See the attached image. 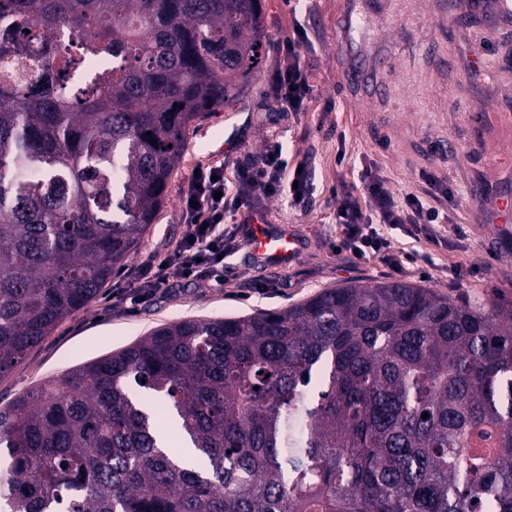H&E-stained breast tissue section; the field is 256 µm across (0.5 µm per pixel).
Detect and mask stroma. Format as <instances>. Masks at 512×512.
I'll use <instances>...</instances> for the list:
<instances>
[{"label":"stroma","instance_id":"obj_1","mask_svg":"<svg viewBox=\"0 0 512 512\" xmlns=\"http://www.w3.org/2000/svg\"><path fill=\"white\" fill-rule=\"evenodd\" d=\"M345 0H261L266 44L262 69L238 100L191 126L188 148L172 175L168 198L133 258L89 306L63 320L8 374L0 376V407L45 380L120 350L155 327L186 319L284 309L347 282L401 281L474 303L512 302V236L487 241L484 220L494 199H512V24L489 28L461 0L455 19L441 21L429 4L374 13L362 0L360 27L348 29ZM302 31L301 65L310 84L307 111L278 108L271 75L287 65L288 37ZM365 79L349 86L350 54ZM237 145L224 153V136ZM272 141L289 165L307 163L312 194L294 207L284 198L259 201L266 224L298 236L304 249L280 268L252 260L245 239L224 261V283L193 281L159 292L140 305H115L137 267L181 242L182 189L196 168L223 164L226 182L237 166L255 160ZM372 169L396 198H424L454 216L439 241L425 234L393 237L407 259L393 270L379 258L357 261L333 251L340 238L336 210L362 197L360 174Z\"/></svg>","mask_w":512,"mask_h":512}]
</instances>
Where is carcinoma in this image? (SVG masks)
I'll return each instance as SVG.
<instances>
[{
  "mask_svg": "<svg viewBox=\"0 0 512 512\" xmlns=\"http://www.w3.org/2000/svg\"><path fill=\"white\" fill-rule=\"evenodd\" d=\"M64 30L126 66L72 92ZM39 38L48 74L0 77V375L136 252L265 30L260 0H0V57ZM0 512H512V303L350 283L163 324L0 408Z\"/></svg>",
  "mask_w": 512,
  "mask_h": 512,
  "instance_id": "1",
  "label": "carcinoma"
}]
</instances>
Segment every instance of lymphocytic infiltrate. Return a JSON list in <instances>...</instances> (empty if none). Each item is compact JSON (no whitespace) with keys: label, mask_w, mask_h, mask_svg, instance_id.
Wrapping results in <instances>:
<instances>
[{"label":"lymphocytic infiltrate","mask_w":512,"mask_h":512,"mask_svg":"<svg viewBox=\"0 0 512 512\" xmlns=\"http://www.w3.org/2000/svg\"><path fill=\"white\" fill-rule=\"evenodd\" d=\"M306 45L303 35L288 39L284 49L288 64L272 77L277 106L287 112L306 111L310 85L307 73L300 65ZM288 161L280 143H269L257 161L238 167L234 188H227L222 180L223 165L199 169L190 177L182 191L181 214L187 226L188 239L180 247L160 257L159 261L144 266L128 285L126 299L139 304L153 297L161 287H174L197 279H206L216 285L224 283L222 258L235 245L236 230L224 226L227 212L249 206L257 198H272L282 194L290 197L310 193L308 171L288 173ZM292 176L295 185L285 188V176ZM364 202L345 201L336 221L343 228L337 251H346L356 260H367L381 255L401 268L402 261L391 251V242L385 228H400L408 224H435L439 212L419 197L396 199L383 186L381 177L372 171L361 176Z\"/></svg>","instance_id":"f902f5d3"}]
</instances>
